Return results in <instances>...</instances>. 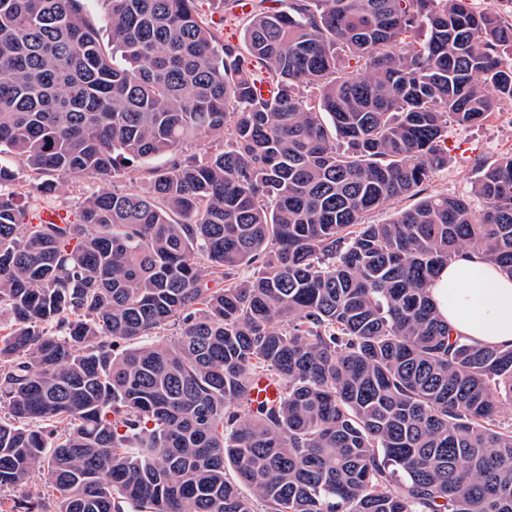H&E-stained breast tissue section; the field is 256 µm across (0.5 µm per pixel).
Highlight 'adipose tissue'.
Instances as JSON below:
<instances>
[{
  "instance_id": "adipose-tissue-1",
  "label": "adipose tissue",
  "mask_w": 512,
  "mask_h": 512,
  "mask_svg": "<svg viewBox=\"0 0 512 512\" xmlns=\"http://www.w3.org/2000/svg\"><path fill=\"white\" fill-rule=\"evenodd\" d=\"M428 292L453 336L512 347V278L501 274L480 251L466 250L454 257Z\"/></svg>"
}]
</instances>
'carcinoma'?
Returning <instances> with one entry per match:
<instances>
[{
    "label": "carcinoma",
    "mask_w": 512,
    "mask_h": 512,
    "mask_svg": "<svg viewBox=\"0 0 512 512\" xmlns=\"http://www.w3.org/2000/svg\"><path fill=\"white\" fill-rule=\"evenodd\" d=\"M104 2L109 44L84 0H0V154L41 194L112 185L45 223L0 163V489L41 472L54 512H512V347L452 337L427 294L470 247L512 277V154L420 196L448 123L512 106V23L258 0L219 45L195 0ZM202 138L224 149L185 154ZM262 376L281 391L253 404Z\"/></svg>",
    "instance_id": "carcinoma-1"
}]
</instances>
